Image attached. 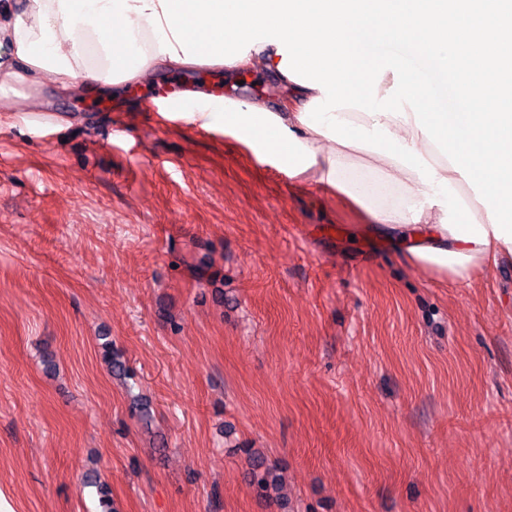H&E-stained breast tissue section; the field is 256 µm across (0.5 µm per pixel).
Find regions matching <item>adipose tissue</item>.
I'll list each match as a JSON object with an SVG mask.
<instances>
[{"mask_svg":"<svg viewBox=\"0 0 512 512\" xmlns=\"http://www.w3.org/2000/svg\"><path fill=\"white\" fill-rule=\"evenodd\" d=\"M448 56V98L364 32ZM512 0H0V108L49 71L74 95L200 65L278 79L275 108L198 90L188 122L271 149L289 176L359 204L404 262L452 287L512 263ZM496 108L473 112L471 100Z\"/></svg>","mask_w":512,"mask_h":512,"instance_id":"adipose-tissue-1","label":"adipose tissue"}]
</instances>
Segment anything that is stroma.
<instances>
[{
    "label": "stroma",
    "instance_id": "obj_1",
    "mask_svg": "<svg viewBox=\"0 0 512 512\" xmlns=\"http://www.w3.org/2000/svg\"><path fill=\"white\" fill-rule=\"evenodd\" d=\"M198 89L271 105L277 79L16 87L32 124H0V496L100 512L94 474L116 512H512V270L432 281L336 190L161 112ZM250 448L280 477L268 496Z\"/></svg>",
    "mask_w": 512,
    "mask_h": 512
}]
</instances>
